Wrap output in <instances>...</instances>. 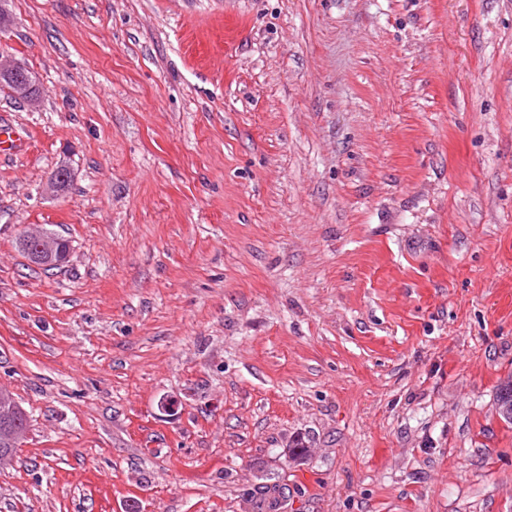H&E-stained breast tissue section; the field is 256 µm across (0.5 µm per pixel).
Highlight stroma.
Listing matches in <instances>:
<instances>
[{
    "label": "stroma",
    "mask_w": 512,
    "mask_h": 512,
    "mask_svg": "<svg viewBox=\"0 0 512 512\" xmlns=\"http://www.w3.org/2000/svg\"><path fill=\"white\" fill-rule=\"evenodd\" d=\"M5 8L0 512H512V0ZM2 78H5L13 87H14V94L17 96L20 100L26 102L29 104V106H35L38 104L40 95H32L28 92H21L23 88L28 87L32 80V74L20 63L11 61V60H4L3 54L0 56V82H2ZM10 85L8 84H2L0 86V90H7L11 96H14L12 92L10 91ZM14 96V98H16ZM20 247L29 261H37L43 257H57V264L66 261L70 248L64 250L58 235L49 231L24 232L20 239Z\"/></svg>",
    "instance_id": "1"
}]
</instances>
